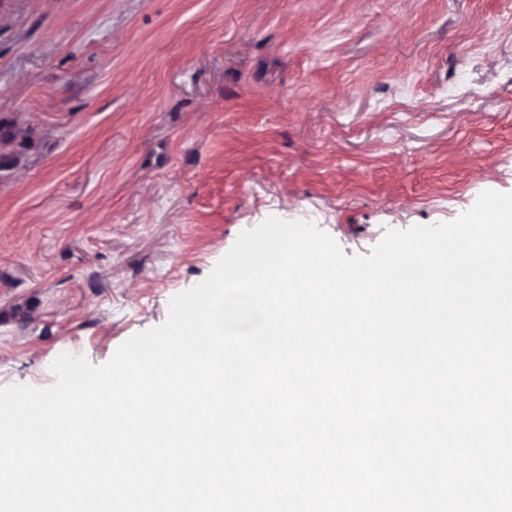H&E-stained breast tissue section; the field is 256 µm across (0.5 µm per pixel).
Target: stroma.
I'll return each mask as SVG.
<instances>
[{"label":"stroma","mask_w":512,"mask_h":512,"mask_svg":"<svg viewBox=\"0 0 512 512\" xmlns=\"http://www.w3.org/2000/svg\"><path fill=\"white\" fill-rule=\"evenodd\" d=\"M0 388L165 322L238 236L345 255L512 192V0H0ZM30 140V130L16 123H10L0 129V166L13 168L22 155L20 148Z\"/></svg>","instance_id":"1"}]
</instances>
